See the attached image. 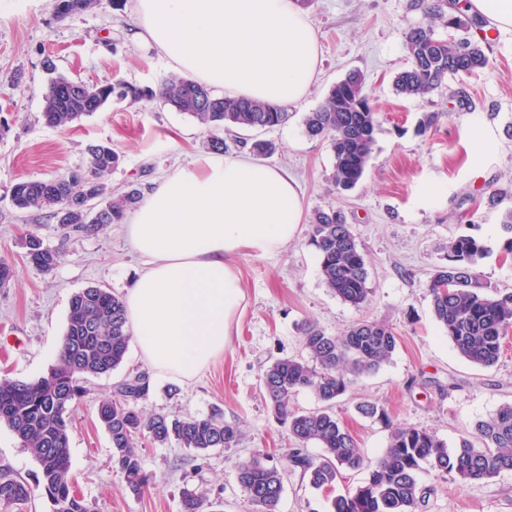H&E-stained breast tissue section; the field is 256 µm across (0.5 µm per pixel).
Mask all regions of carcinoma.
I'll use <instances>...</instances> for the list:
<instances>
[{
  "label": "carcinoma",
  "instance_id": "cac0c4a2",
  "mask_svg": "<svg viewBox=\"0 0 512 512\" xmlns=\"http://www.w3.org/2000/svg\"><path fill=\"white\" fill-rule=\"evenodd\" d=\"M68 9L57 13L65 19L97 8L101 0H65ZM430 18L411 28L405 47L410 66L394 80L396 91L405 97H424L443 81L461 73L484 69L488 57L472 29L484 20L462 8L445 11L448 0H422ZM439 20L461 32L442 38L432 24ZM137 104L154 102L188 115L205 131L213 133L211 149L224 151V139L215 132L269 129L288 120L277 105L257 99L217 95L189 78L170 75L156 87L126 81L93 84L57 75L50 79L41 117L50 127H66L99 111L110 100ZM379 116L365 92V78L358 71L331 88L323 102L304 119L305 132L327 141L334 163L331 183L349 191L365 174L375 145ZM120 156L108 143L91 145L81 178L68 174L51 180H22L12 187V202L20 210L47 211L65 229L95 233L103 224L119 222L124 212L139 203L137 187L92 215L84 209L86 197L101 199L108 194L104 183L118 166ZM321 277L343 302L364 307L372 289L366 260L351 225L336 212L316 213L310 224ZM28 263L45 273L57 266L60 252L44 246L32 230L23 240ZM482 240L461 235L448 243V263L436 270L429 284L435 320L459 356L482 368L495 366L506 336L512 331V291H490L476 271L483 257ZM133 338L124 299L110 289L90 286L75 292L69 302L64 334L56 359L47 375L32 381L0 378V425L9 428L21 446L39 464L37 486L47 497L52 512H94L93 506L74 494L70 474L69 418L81 398L83 383L90 376L112 373L125 360ZM398 344L393 328L379 321L361 319L340 335L326 333L310 324L303 332L300 356L278 358L260 377L261 386L275 420L287 432L294 447L277 464L257 458L237 463L240 487L254 512H278L284 479L299 473L315 490L335 491L342 471H363L365 478L352 492L328 499L327 512H423L432 488L421 481L424 472L451 475L466 482L489 481L512 471V403L476 424L478 447L462 437L448 443L435 433L393 422L386 409L370 401L356 405L359 414L375 418L388 429L384 453L368 459L356 438L336 417V400L364 376L389 362ZM150 390L145 373L129 375L118 382L113 397L101 401L97 418L109 435L112 463L122 476L125 489L141 494L149 485L140 438L164 446L176 441L198 453L213 448H233L241 430L224 421L216 409L203 416L146 415L140 408ZM311 393L322 407L299 411L293 406L296 392ZM313 443L322 453H307ZM31 497V488L21 480L0 474V506L7 510ZM182 512H215L202 493L186 490Z\"/></svg>",
  "mask_w": 512,
  "mask_h": 512
}]
</instances>
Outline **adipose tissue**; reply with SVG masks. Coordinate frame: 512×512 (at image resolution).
<instances>
[{"mask_svg":"<svg viewBox=\"0 0 512 512\" xmlns=\"http://www.w3.org/2000/svg\"><path fill=\"white\" fill-rule=\"evenodd\" d=\"M133 39L225 95L306 97L319 45L299 0H136ZM296 181L246 155H207L148 192L127 228L142 267L125 295L142 359L191 381L229 344L244 291L233 264L285 250L303 222Z\"/></svg>","mask_w":512,"mask_h":512,"instance_id":"adipose-tissue-1","label":"adipose tissue"}]
</instances>
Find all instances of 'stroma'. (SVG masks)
Wrapping results in <instances>:
<instances>
[{
	"instance_id": "stroma-1",
	"label": "stroma",
	"mask_w": 512,
	"mask_h": 512,
	"mask_svg": "<svg viewBox=\"0 0 512 512\" xmlns=\"http://www.w3.org/2000/svg\"><path fill=\"white\" fill-rule=\"evenodd\" d=\"M134 7L135 0H101L94 10L60 20L54 0H0V119L9 122L0 135V258L18 269L17 278L0 288V377L31 381L46 375L56 362L72 294L99 285L125 295L142 267L129 248L125 224H106L91 235L65 234L48 212L16 210L13 185L84 167L88 145L104 142L122 157L107 178L116 199L134 186L149 190L209 152L208 135L192 118L156 103L113 101L62 128L41 120L50 81L45 58L54 60L58 73L88 84L125 80L152 86L171 74L165 57L129 37L127 19ZM308 13L321 56L307 96L288 106L289 120L281 126L224 136L229 155L249 152L256 140L275 144L265 162L296 178L305 222L282 253L236 258L245 310L224 354L190 382L150 374L151 390L142 402L149 414L202 416L222 410L243 437L236 447L202 455L174 442L160 446L141 439L150 484L137 496L124 490L96 411L126 375L146 370L136 348H129L111 375L87 379L71 414L73 486L95 512H181L186 488L222 501L224 512H252L237 480V462L256 457L271 465L292 446L268 410L261 373L267 362L301 353V328L308 322L336 335L357 320H375L398 336L390 362L358 380L335 406L368 458L384 451L388 432L357 412L359 402L384 404L396 422L427 429L451 444L503 403H512V336L496 367L470 364L435 321L428 292L435 270L446 263L449 240L464 234L479 237L487 248L479 263L484 281L512 290V254L504 248L502 229L503 215L512 209V28L476 31V38L486 41L485 69L449 78L426 96L405 98L396 94L393 77L408 65L406 33L426 20L419 0H311ZM352 70L366 78L379 126L362 181L339 191L330 182L328 145L308 137L303 120ZM426 112L438 118L421 134L418 121ZM477 133L488 136L479 148L472 145ZM430 188L441 196L434 206L424 198ZM492 192L498 195L494 204L488 201ZM320 210L336 211L352 226L373 290L364 308L342 302L321 278L308 226ZM31 229L45 246L61 252L52 272L24 257L20 241ZM172 384L178 391L171 397L166 388ZM0 469L34 488L30 500L11 512H50L35 486V457L4 426ZM423 480L434 488L425 512H512V472L467 484L428 474ZM325 507L324 493L300 475L288 476L279 512H325Z\"/></svg>"
}]
</instances>
